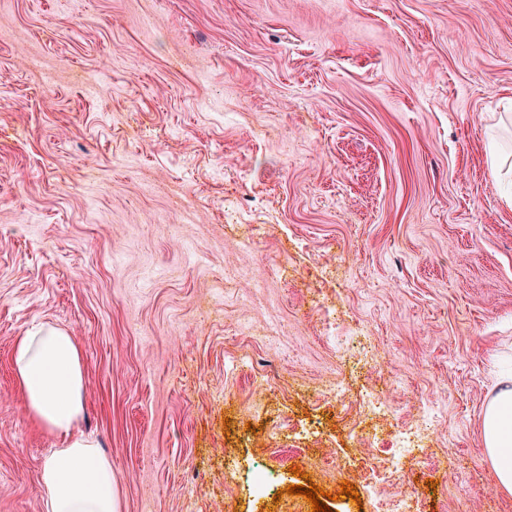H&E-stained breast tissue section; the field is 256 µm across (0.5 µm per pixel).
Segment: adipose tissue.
Here are the masks:
<instances>
[{"label":"adipose tissue","mask_w":512,"mask_h":512,"mask_svg":"<svg viewBox=\"0 0 512 512\" xmlns=\"http://www.w3.org/2000/svg\"><path fill=\"white\" fill-rule=\"evenodd\" d=\"M12 368L29 419L58 443L40 467L41 512H117L112 461L77 429L85 374L75 336L44 325L19 337ZM481 439L498 486L512 492V367L486 397Z\"/></svg>","instance_id":"adipose-tissue-1"}]
</instances>
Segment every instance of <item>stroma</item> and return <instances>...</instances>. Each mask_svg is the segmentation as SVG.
Here are the masks:
<instances>
[{
    "mask_svg": "<svg viewBox=\"0 0 512 512\" xmlns=\"http://www.w3.org/2000/svg\"><path fill=\"white\" fill-rule=\"evenodd\" d=\"M42 323L81 344L119 512H311L305 479L332 512H512L480 432L512 0H0V512L45 495L12 373ZM366 389L395 413L357 443ZM438 410L433 401H427L422 407L419 419L414 425L397 432L395 437V448L392 455V469H398L403 459L416 460L415 452L422 447V441L430 435L433 419Z\"/></svg>",
    "mask_w": 512,
    "mask_h": 512,
    "instance_id": "stroma-1",
    "label": "stroma"
}]
</instances>
